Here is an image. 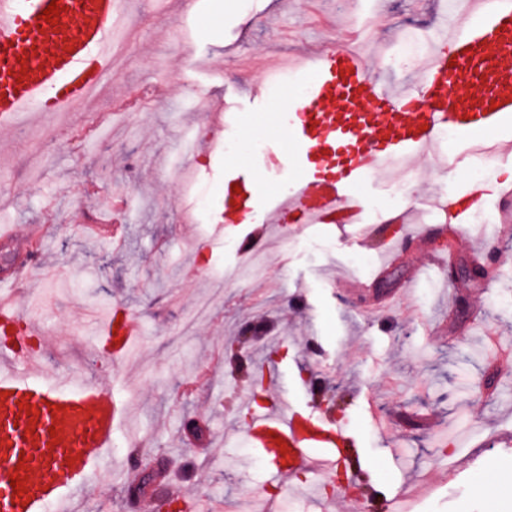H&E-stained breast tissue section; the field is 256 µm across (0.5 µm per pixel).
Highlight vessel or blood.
Segmentation results:
<instances>
[{"instance_id":"obj_1","label":"vessel or blood","mask_w":512,"mask_h":512,"mask_svg":"<svg viewBox=\"0 0 512 512\" xmlns=\"http://www.w3.org/2000/svg\"><path fill=\"white\" fill-rule=\"evenodd\" d=\"M50 2L0 0L1 128H15L26 112L46 115L85 103L106 79L125 0H60L53 24L42 17ZM358 43L354 35L340 50L298 60L304 102L281 129L294 150L268 147L256 164L260 171L293 174L294 186L271 198L255 177L225 179L219 214L225 230L258 218L281 230L319 224L348 233L366 209L354 185L381 177L393 163L425 158L443 130L466 146L495 137L500 154L512 153V142L501 137L512 127V0H468L452 16L446 48L430 55L418 80L401 90L370 69ZM487 196L479 183L445 197L438 204L443 223L480 212ZM39 236L36 226L22 238L0 227V242L26 244L0 277V327L12 342L0 352V512H41L47 504L70 512L91 478L95 454L111 447L123 416L111 390L93 382L76 387L67 374L46 385L31 377L40 355L32 341L42 329L21 312L17 289L40 266L33 246ZM134 334L129 313L114 306L102 345L126 357ZM246 434L269 457L278 485L313 462L358 487L349 512H368L369 473L350 455L354 437L337 419L281 397L253 412ZM21 466L27 478L19 495L10 478Z\"/></svg>"}]
</instances>
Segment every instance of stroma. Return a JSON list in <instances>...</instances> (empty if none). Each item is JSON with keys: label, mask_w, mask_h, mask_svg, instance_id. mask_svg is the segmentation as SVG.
Here are the masks:
<instances>
[{"label": "stroma", "mask_w": 512, "mask_h": 512, "mask_svg": "<svg viewBox=\"0 0 512 512\" xmlns=\"http://www.w3.org/2000/svg\"><path fill=\"white\" fill-rule=\"evenodd\" d=\"M447 23V0H131L93 102L53 123L19 119L0 154V222L20 234L43 227L47 248L23 305L47 332L42 364L110 387L126 411L76 512H151L167 489L247 512H341L344 486L306 468L280 488L247 439L240 401L260 367L279 370L289 399L354 431L384 501L377 512H512V495L483 504L478 494L491 454L512 484V222L492 195L485 227L468 221L455 238L439 228L438 198L472 183L462 145L448 139L425 158L428 180L394 204L408 225L388 269L373 262L395 231L376 207L390 194L382 180L358 188L365 235L312 226L283 245L265 230V272L255 275L239 266L252 225L219 233L214 210L225 175L249 174L256 156L224 151L241 135L196 121L189 93L204 86L216 112L233 102L266 142L282 122L267 99L305 81L292 69L267 77L264 59L341 47L356 31L380 77L404 83L417 72L393 70V55L413 32ZM192 139L218 147L189 156ZM92 217L118 226L120 248L88 230ZM484 232L494 240L483 248ZM360 255L371 264L355 265ZM462 264L480 265L481 278L460 282ZM228 270L239 273L231 288ZM379 273L406 300L375 315L346 286ZM117 304L137 328L123 363L98 346ZM260 322L269 333L244 341L241 329ZM136 446L147 467L161 460L166 470L135 501L124 460Z\"/></svg>", "instance_id": "1"}]
</instances>
